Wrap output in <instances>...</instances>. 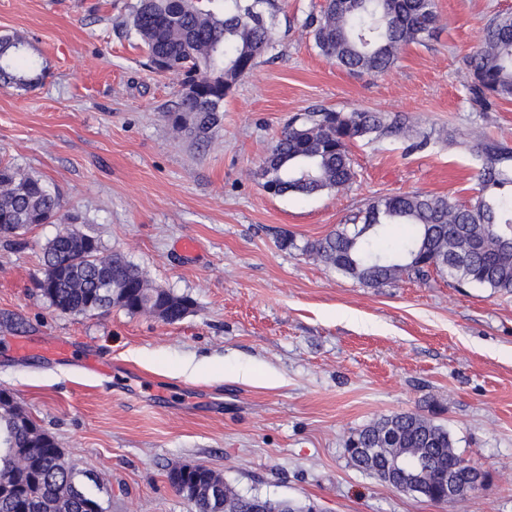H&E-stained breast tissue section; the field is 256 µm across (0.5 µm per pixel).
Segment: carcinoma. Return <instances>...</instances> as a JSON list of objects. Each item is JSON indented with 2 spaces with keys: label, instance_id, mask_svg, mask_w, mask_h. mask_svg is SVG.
I'll use <instances>...</instances> for the list:
<instances>
[{
  "label": "carcinoma",
  "instance_id": "obj_1",
  "mask_svg": "<svg viewBox=\"0 0 512 512\" xmlns=\"http://www.w3.org/2000/svg\"><path fill=\"white\" fill-rule=\"evenodd\" d=\"M273 0H224L216 12L201 0H138L128 26L159 73L182 76L173 111L184 115L197 137L219 121L224 98L251 73L272 47ZM438 23L435 0H324L312 29L320 53L350 73L381 75L391 70L403 47L422 43ZM19 34L0 35V86L29 91L36 86L35 62ZM469 89L480 101L512 97V14L487 25L484 41L470 57ZM409 127L379 112L319 110L295 117L281 130L259 164L260 185L273 194L310 196L349 187L355 177L350 146L373 134L405 133ZM482 158L481 197L468 206L446 196L398 193L375 199L343 226L306 246L336 270L380 288L405 276L423 280L430 272L457 286L512 292V153L488 142L474 145ZM44 181L0 161V236L33 224H63L43 248L48 268L68 263L66 274L39 283L41 295L62 314L80 315L114 306L129 314L163 310L162 320L181 321L192 301L152 286L145 273L119 252L104 257L98 241L71 228L76 218ZM410 228L394 249L379 246L390 225ZM0 512H104L88 484L91 477L69 465L54 438L14 401L0 403ZM355 448H375L374 463L350 455L366 471L386 467L398 453L413 455L426 469L427 500L449 507L443 496L448 469L459 458L448 430L413 411L379 419L349 439ZM175 491L193 512H303L287 499L242 494L212 471L180 466L168 473Z\"/></svg>",
  "mask_w": 512,
  "mask_h": 512
}]
</instances>
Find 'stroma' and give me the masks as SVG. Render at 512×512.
<instances>
[{
	"label": "stroma",
	"instance_id": "1",
	"mask_svg": "<svg viewBox=\"0 0 512 512\" xmlns=\"http://www.w3.org/2000/svg\"><path fill=\"white\" fill-rule=\"evenodd\" d=\"M136 2L0 0V35H23L44 70L32 91L0 88V160L42 178L103 254L123 252L193 307L175 324L59 313L38 290L57 225L2 237L0 387L92 474L105 512H191L167 478L183 464L320 512H443L345 450L404 411L434 418L486 471L455 512H512V293L435 274L373 288L303 250L387 194L476 202L471 145L512 149V97L473 100L467 58L512 0H436L434 36L378 76L319 52L305 19L323 0H279L272 49L205 139L175 130L181 78L152 70L127 32ZM323 108L412 131L353 145L345 191L267 194L256 170L281 127ZM61 341L65 359L45 349Z\"/></svg>",
	"mask_w": 512,
	"mask_h": 512
}]
</instances>
